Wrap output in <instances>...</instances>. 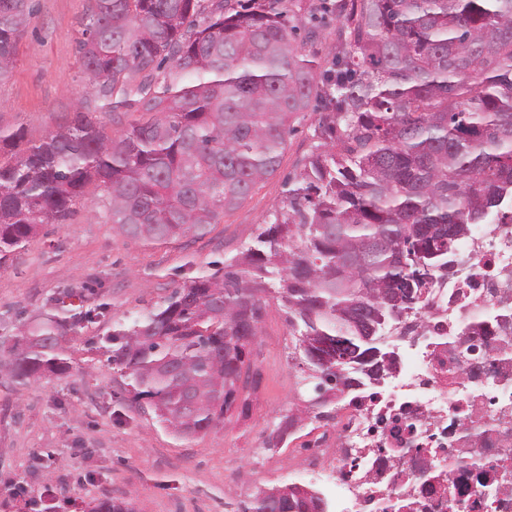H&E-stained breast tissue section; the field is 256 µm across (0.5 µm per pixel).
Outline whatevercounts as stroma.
Wrapping results in <instances>:
<instances>
[{"label": "stroma", "instance_id": "1", "mask_svg": "<svg viewBox=\"0 0 512 512\" xmlns=\"http://www.w3.org/2000/svg\"><path fill=\"white\" fill-rule=\"evenodd\" d=\"M88 0H31L34 7L9 79L0 82V127L38 140L69 122L88 98L77 52ZM321 109L295 122L275 175L258 183L204 235L152 247L79 209L64 224L42 225L14 265L0 270V320L49 308L64 288L91 287L95 315L71 336L69 375L14 390L0 376V512H82L83 501L132 500L136 512H239L260 489L295 482L319 422L280 447L265 442L308 397L279 301H266L262 332L248 347L246 408L223 426L181 438L148 406L133 402L126 379L107 361L112 323L151 309L175 285L238 255L267 221L321 142Z\"/></svg>", "mask_w": 512, "mask_h": 512}]
</instances>
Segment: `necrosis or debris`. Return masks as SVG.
<instances>
[{"label":"necrosis or debris","instance_id":"obj_1","mask_svg":"<svg viewBox=\"0 0 512 512\" xmlns=\"http://www.w3.org/2000/svg\"><path fill=\"white\" fill-rule=\"evenodd\" d=\"M512 224L461 240L381 386L354 388L305 473L331 512H512Z\"/></svg>","mask_w":512,"mask_h":512}]
</instances>
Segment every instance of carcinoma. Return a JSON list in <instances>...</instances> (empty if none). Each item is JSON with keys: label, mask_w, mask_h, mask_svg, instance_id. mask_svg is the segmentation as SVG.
<instances>
[{"label": "carcinoma", "mask_w": 512, "mask_h": 512, "mask_svg": "<svg viewBox=\"0 0 512 512\" xmlns=\"http://www.w3.org/2000/svg\"><path fill=\"white\" fill-rule=\"evenodd\" d=\"M344 31L317 71L297 37L294 0H90L78 53L98 113L76 108L34 142L0 129V270L43 224H63L103 191L93 216L148 245L202 235L278 169L293 124L312 102L326 139L240 255L116 321L107 361L136 402L180 437L224 423L230 378L260 335L264 297L287 308L303 359L308 408L332 412L374 365L360 307L419 308L433 276L472 224L512 221V0H335ZM30 0H0V82L14 67ZM141 112L116 138L99 115ZM84 291L65 288L48 312L17 314L0 343L13 387L66 376L70 333L91 319ZM348 359L315 361L318 344ZM271 432L277 448L295 429ZM309 512L313 488L257 491L242 512ZM86 512H133L103 498Z\"/></svg>", "instance_id": "obj_1"}]
</instances>
